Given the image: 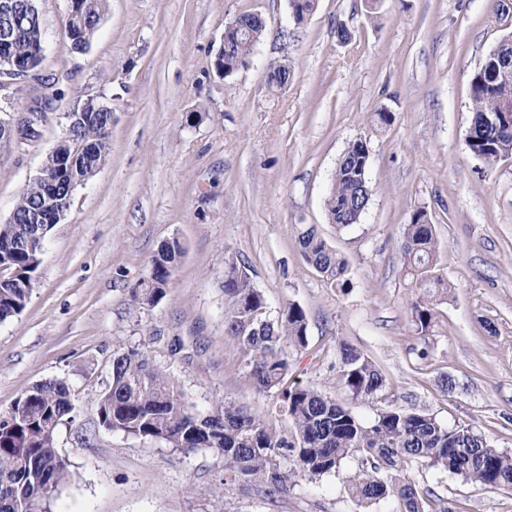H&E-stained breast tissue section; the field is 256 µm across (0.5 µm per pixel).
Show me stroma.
Segmentation results:
<instances>
[{
  "instance_id": "1",
  "label": "stroma",
  "mask_w": 512,
  "mask_h": 512,
  "mask_svg": "<svg viewBox=\"0 0 512 512\" xmlns=\"http://www.w3.org/2000/svg\"><path fill=\"white\" fill-rule=\"evenodd\" d=\"M41 75L59 79L39 138L0 156V224L65 135L77 100L112 106L108 156L72 193L49 231L25 309L0 322V412L33 384L65 381L79 407L60 425L58 453L71 477L49 512H359L342 477L301 480L276 501L260 486L224 479V458L185 454L100 426L96 396L112 382L115 352L139 349L176 380L188 403L209 412L221 399L263 414L290 434L275 393L254 394L244 353L224 339V259L244 262L269 302L308 319V344L288 350L289 380L349 403L336 343L364 352L386 378L390 406L467 424L512 453V155L486 166L465 143L471 79L512 37V0H319L294 25L289 0H107L85 50L65 30L69 0H36ZM244 12L265 31L247 65L229 76L214 62L228 22ZM351 33L339 42L338 27ZM287 62V84L267 87ZM395 121L374 129L370 115ZM369 148L370 203L359 223L330 224L324 199L350 143ZM426 210L448 281L428 336L407 302L400 242ZM315 227L345 256L342 293L302 258L298 235ZM185 251L152 307L128 290L162 244ZM452 379L453 388L442 385ZM453 512H512V491L416 469Z\"/></svg>"
}]
</instances>
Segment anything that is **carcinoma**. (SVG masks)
I'll return each instance as SVG.
<instances>
[{"label":"carcinoma","instance_id":"cac0c4a2","mask_svg":"<svg viewBox=\"0 0 512 512\" xmlns=\"http://www.w3.org/2000/svg\"><path fill=\"white\" fill-rule=\"evenodd\" d=\"M106 0H83L81 21L69 19L66 36L83 49L93 36ZM318 0H290L292 11L304 22ZM21 29L9 48L0 51V70L10 61L41 66V19L35 0H8ZM240 26L224 28V61L249 60L265 30L255 13L239 14ZM283 63L267 75L271 89L288 82ZM475 136L469 152L492 165L512 154V112H502L512 98V80L495 87L471 81ZM112 106L108 105L66 125L61 144L49 154L42 170L55 174L58 153L76 159L72 182L82 183L95 174L107 155ZM367 143L356 140L338 159L333 183L325 200L329 222L337 228L359 223L370 200L366 178ZM72 193L65 190L49 198L44 182L35 178L21 192L12 212L13 222L0 224V322L19 315L36 284L50 224H27L37 208L67 212ZM298 245L304 261L331 287H350L348 262L309 227ZM184 254L174 239L163 244L151 259L146 277L130 289L137 305L153 306L165 295ZM402 269L414 284L411 322L417 333L430 332L437 306L448 299V283L438 268V248L427 211H415L405 225L400 244ZM267 300L232 257L224 261V337L248 355V374L258 393L275 392L280 408L293 427L291 437L277 432L263 416L249 413L232 402L221 401L206 414L193 410L183 391L139 349L117 352L112 358V383L97 395L100 424L136 438L160 441L184 453L207 449L224 456V480L255 482L275 499L300 479L317 480L338 475L344 464L356 460L358 468L344 477L348 496L368 509L379 503L383 512H453L431 488L419 490L410 478L414 467L448 472L481 487L512 491V454L466 424L448 427L432 414L389 408L371 421L353 408L309 385L289 384L290 363L285 350L308 344L304 310L290 303L277 319L269 318ZM342 380L351 399L366 401L386 388L377 366L345 340L336 345ZM77 404L68 384L48 379L34 384L6 412L0 413V512H48L50 492L70 477L69 463L55 446L56 430L73 423Z\"/></svg>","mask_w":512,"mask_h":512}]
</instances>
